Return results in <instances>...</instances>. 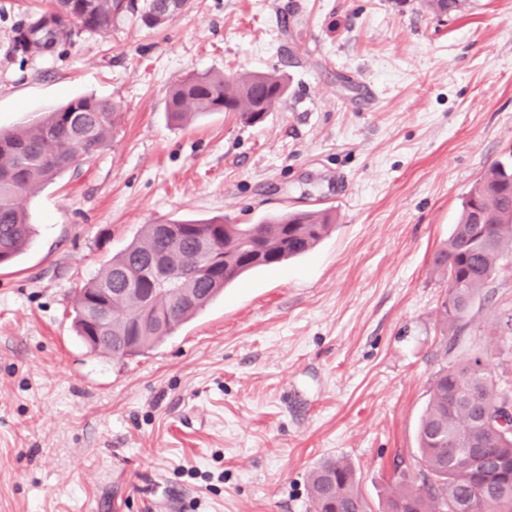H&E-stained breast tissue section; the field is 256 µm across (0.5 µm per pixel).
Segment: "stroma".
<instances>
[{
	"mask_svg": "<svg viewBox=\"0 0 512 512\" xmlns=\"http://www.w3.org/2000/svg\"><path fill=\"white\" fill-rule=\"evenodd\" d=\"M44 0H0V128L82 95L120 102L110 148L25 199L34 235L0 267V512H313L308 477L350 463L372 512L420 468L430 380L500 366L512 262L442 333L434 252L492 163L512 158V0H191L166 25L13 50ZM288 86L257 125L176 124L194 73ZM326 208L329 235L260 269L139 356L91 351L76 293L146 224H254Z\"/></svg>",
	"mask_w": 512,
	"mask_h": 512,
	"instance_id": "1",
	"label": "stroma"
}]
</instances>
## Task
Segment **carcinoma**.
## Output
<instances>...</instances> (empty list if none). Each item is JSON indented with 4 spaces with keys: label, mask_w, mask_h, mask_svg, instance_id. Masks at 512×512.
<instances>
[{
    "label": "carcinoma",
    "mask_w": 512,
    "mask_h": 512,
    "mask_svg": "<svg viewBox=\"0 0 512 512\" xmlns=\"http://www.w3.org/2000/svg\"><path fill=\"white\" fill-rule=\"evenodd\" d=\"M166 0H53L33 18L51 15L71 29L108 31L129 16L147 27L171 17ZM272 75L238 73L189 75L170 90L171 121L208 112H238L255 125L274 111L285 95ZM120 103L95 95L74 98L39 118L0 130V262H10L34 234L21 200L37 193L64 173L80 175L83 162L112 146L121 119ZM328 211L295 210L257 224H232L220 217L208 221L171 220L167 227L146 224L123 252L105 262L99 274L79 290L75 326L90 336L91 296L112 289L102 312L112 324L107 337L91 349L114 359L135 356L171 335L244 273L272 267L312 250L330 231ZM215 238L224 245L220 260L198 252L200 241ZM191 266L206 268L189 275L179 298L167 292L151 299V312L162 318L141 322L140 298L119 292L120 277L150 263L158 248ZM512 257V165L497 162L476 180L461 203L448 242L434 253L432 267L445 274L448 293L442 301L441 323L455 345L473 299L489 287L497 266ZM512 404V385L496 381L488 359L473 354L440 367L431 378L429 401L418 426L423 468L412 476L395 473V488L383 512H512V432L497 421L479 419L480 406L494 411ZM310 496L316 512H371L353 468L328 460L310 472Z\"/></svg>",
    "instance_id": "obj_1"
}]
</instances>
